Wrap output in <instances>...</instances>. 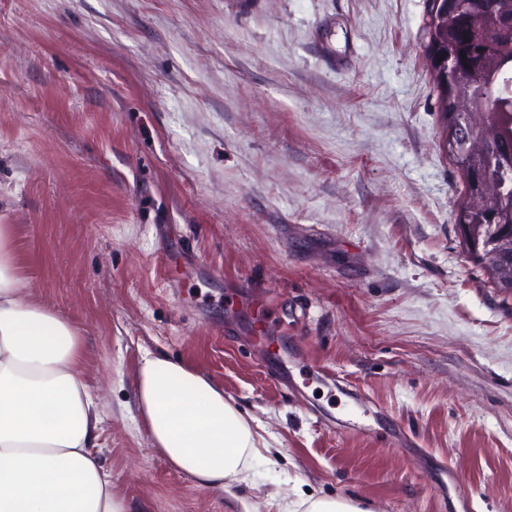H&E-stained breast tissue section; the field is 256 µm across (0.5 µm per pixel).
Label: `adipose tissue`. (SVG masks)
Returning <instances> with one entry per match:
<instances>
[{
	"label": "adipose tissue",
	"instance_id": "adipose-tissue-1",
	"mask_svg": "<svg viewBox=\"0 0 512 512\" xmlns=\"http://www.w3.org/2000/svg\"><path fill=\"white\" fill-rule=\"evenodd\" d=\"M15 228L0 225V512H127L97 452L100 418L67 316L24 297ZM136 402L153 447L204 486L246 478L247 417L205 373L145 354Z\"/></svg>",
	"mask_w": 512,
	"mask_h": 512
}]
</instances>
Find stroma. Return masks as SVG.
<instances>
[{
	"mask_svg": "<svg viewBox=\"0 0 512 512\" xmlns=\"http://www.w3.org/2000/svg\"><path fill=\"white\" fill-rule=\"evenodd\" d=\"M427 0H0V224L86 348L131 512H512V295L469 258ZM264 448H155L144 353ZM136 402L153 448L177 469L221 490L246 479L255 433L211 377L147 353L137 372ZM302 508L305 510L301 511ZM279 510L278 512H362L357 506L343 500L313 496L288 502Z\"/></svg>",
	"mask_w": 512,
	"mask_h": 512,
	"instance_id": "stroma-1",
	"label": "stroma"
}]
</instances>
